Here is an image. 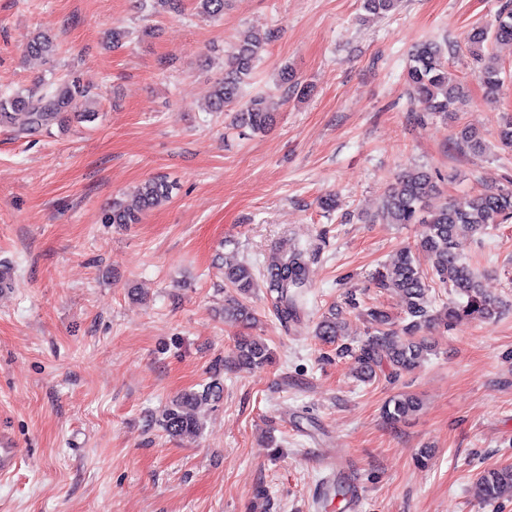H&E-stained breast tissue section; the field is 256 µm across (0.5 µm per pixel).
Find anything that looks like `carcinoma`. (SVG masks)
<instances>
[{"mask_svg": "<svg viewBox=\"0 0 512 512\" xmlns=\"http://www.w3.org/2000/svg\"><path fill=\"white\" fill-rule=\"evenodd\" d=\"M228 0H196L202 16L217 18L224 14ZM398 0H363L370 15L387 14L396 9ZM272 35L248 32L237 39L224 54V63L214 80L206 102L208 112H222L232 129H248L263 133L274 122L268 99L263 94L249 98L243 85L250 79L255 62L260 58ZM493 41H512V8L504 6L491 27L474 29L466 38L465 50L478 64V78L486 94L494 97L504 80L498 58L489 51ZM55 52L52 38L36 32L26 43L28 56H51ZM448 44L436 40L420 43L411 53L406 81L409 99L424 105L431 117L448 118L466 102L459 83L448 79ZM97 100L79 77L68 75L33 88H23L0 96V124L13 127L18 133L30 135L61 125L69 119L92 122L96 119ZM456 141L474 151L485 149L483 135L464 126L455 132ZM175 183L164 175L141 182L128 199L114 198L104 214L106 224H138L144 216L172 198ZM440 193L433 174L422 169L402 171L395 175L377 212L369 219L381 224H420L422 232L414 247L403 248L393 263L375 274L378 287L394 291L405 301L401 327L393 328L390 315L378 308L364 311L371 325L369 337L353 346L342 342L343 327L336 317V308L323 313L316 324L315 335L328 343H336L337 354L351 357L354 368L364 381H372L381 372L390 379L417 369L432 351L431 344L421 336L425 329L470 318L492 322L505 307L503 300L486 295L481 287L477 268L457 252L459 237L482 234L490 224L512 218V188L445 201L438 208L427 207L428 200ZM428 262L423 269L421 260ZM224 285L232 294L224 300V319L248 327L256 322V313L247 298L257 288H264L273 313L286 328L298 319L302 298L309 288L308 252L295 249L276 256L260 270L249 261L224 267ZM448 288L457 299L440 309L433 306L431 288ZM272 352L259 336H241L234 351V364L263 367L270 363ZM221 365L213 368L211 380L200 389L184 391L170 400L157 419L158 425L172 438H195L202 430V407L217 403L224 392L220 379ZM420 408L411 395L392 396L383 407L384 418L399 423ZM478 488L487 501L512 495V468L488 469L477 478Z\"/></svg>", "mask_w": 512, "mask_h": 512, "instance_id": "1", "label": "carcinoma"}]
</instances>
